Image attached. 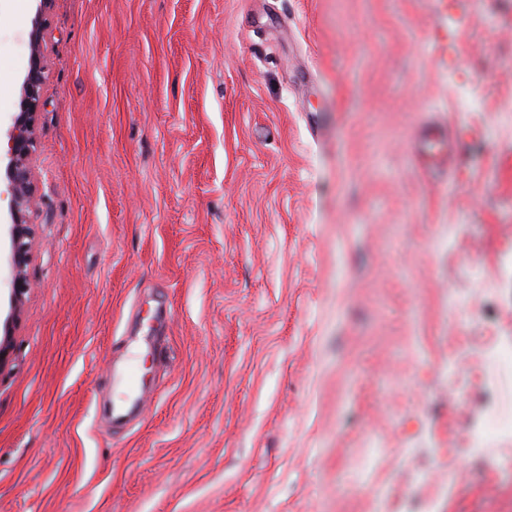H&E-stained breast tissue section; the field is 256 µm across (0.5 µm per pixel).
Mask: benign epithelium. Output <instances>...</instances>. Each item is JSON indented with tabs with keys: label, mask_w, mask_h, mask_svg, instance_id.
I'll return each mask as SVG.
<instances>
[{
	"label": "benign epithelium",
	"mask_w": 512,
	"mask_h": 512,
	"mask_svg": "<svg viewBox=\"0 0 512 512\" xmlns=\"http://www.w3.org/2000/svg\"><path fill=\"white\" fill-rule=\"evenodd\" d=\"M36 14L32 20L31 45L27 67L22 75L18 111L9 120L7 142L0 152V166L4 167V194L9 199L4 223L9 226V266L11 313L7 328H12L19 304L30 288L26 268L30 260L32 228L30 215L36 206V192L32 175V160L36 147L37 115L42 105V89L46 81L43 52L46 15L52 0H36Z\"/></svg>",
	"instance_id": "benign-epithelium-1"
}]
</instances>
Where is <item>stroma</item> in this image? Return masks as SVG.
I'll use <instances>...</instances> for the list:
<instances>
[{
	"label": "stroma",
	"instance_id": "35a3bbf8",
	"mask_svg": "<svg viewBox=\"0 0 512 512\" xmlns=\"http://www.w3.org/2000/svg\"><path fill=\"white\" fill-rule=\"evenodd\" d=\"M44 53L0 512H512V0H53ZM416 154L428 169L440 170L445 163V143L442 137H429L416 148ZM512 418H503L490 426L480 424L470 434V444L473 450L482 448L493 436H511Z\"/></svg>",
	"mask_w": 512,
	"mask_h": 512
}]
</instances>
